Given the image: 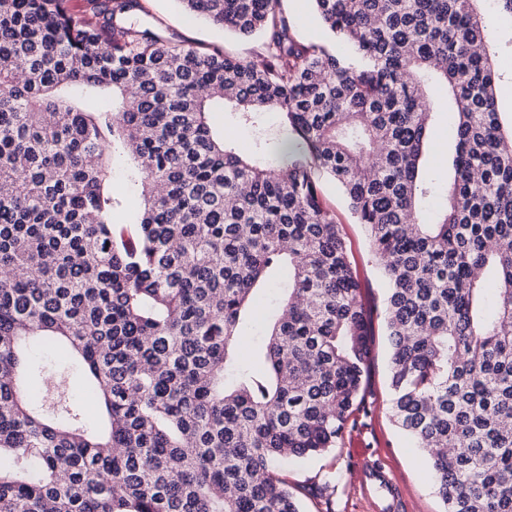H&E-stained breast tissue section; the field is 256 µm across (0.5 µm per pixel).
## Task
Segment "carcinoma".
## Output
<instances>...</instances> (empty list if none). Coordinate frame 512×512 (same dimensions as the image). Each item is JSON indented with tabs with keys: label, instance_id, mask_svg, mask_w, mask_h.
<instances>
[{
	"label": "carcinoma",
	"instance_id": "carcinoma-1",
	"mask_svg": "<svg viewBox=\"0 0 512 512\" xmlns=\"http://www.w3.org/2000/svg\"><path fill=\"white\" fill-rule=\"evenodd\" d=\"M181 2L262 51L175 42L140 0H0V512H300L274 464L336 447L372 336L324 179L384 279L395 424L445 512H512V67L483 0H311L348 56L281 0ZM440 89L457 144L428 224ZM227 104L282 136L234 144ZM276 276L260 372L241 345ZM31 339L80 358L102 428L63 377L29 387ZM281 8L288 16V20L296 35L305 42H326L333 50L336 42L327 37L318 20L312 2L309 0H282Z\"/></svg>",
	"mask_w": 512,
	"mask_h": 512
}]
</instances>
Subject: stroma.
<instances>
[{
  "mask_svg": "<svg viewBox=\"0 0 512 512\" xmlns=\"http://www.w3.org/2000/svg\"><path fill=\"white\" fill-rule=\"evenodd\" d=\"M142 5L140 20L144 25L159 27L201 50L220 51L242 59L253 58L261 50L262 35L241 36L226 31L188 14L178 0H142ZM281 7L301 40L326 41L310 0H283ZM434 109L437 117L432 131L431 161L423 176L443 188L453 173L454 121L445 95L435 98ZM213 122L226 137L250 145L275 139L281 132L280 118L274 112L267 113L262 123L254 127L238 124L228 110L214 113ZM323 197L335 212L337 222L343 224L347 245L356 261L363 302L372 325V352L361 407L347 421L341 442L329 452L309 459L282 461L276 473L287 481L302 512H387L391 500L387 491L377 486L368 492L362 488L361 470L369 465L384 470L397 487L404 502L402 512H445L431 479L428 456L415 448L391 418V356L384 325L386 290L379 268L370 255L364 231L353 223L341 192L327 182L323 185ZM28 356L41 373L63 374L71 394L83 398L85 378L76 361L60 360L52 349L37 341L30 343Z\"/></svg>",
  "mask_w": 512,
  "mask_h": 512,
  "instance_id": "stroma-1",
  "label": "stroma"
}]
</instances>
